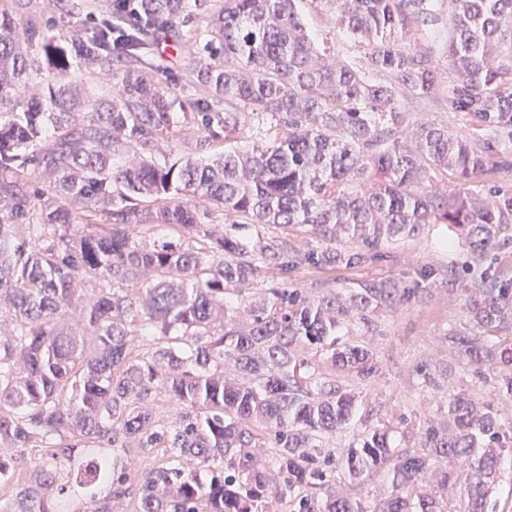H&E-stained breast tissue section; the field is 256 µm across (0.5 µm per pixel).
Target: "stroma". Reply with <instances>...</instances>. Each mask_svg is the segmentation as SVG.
Returning a JSON list of instances; mask_svg holds the SVG:
<instances>
[{
    "label": "stroma",
    "instance_id": "1",
    "mask_svg": "<svg viewBox=\"0 0 512 512\" xmlns=\"http://www.w3.org/2000/svg\"><path fill=\"white\" fill-rule=\"evenodd\" d=\"M440 11L441 23L418 34L414 47L438 62L439 84L444 87L448 84L446 46L451 25L449 7L441 6ZM308 22L319 42L334 47L338 59L358 67L365 65L363 48L345 33L333 29L325 14L310 13ZM151 62L160 81L175 91L183 90L192 63L188 52L161 44L154 49ZM405 108L411 120L445 121L458 135L472 133L468 118L449 112L443 95L406 101ZM455 239L447 225L436 224L429 232L399 240L376 253L349 245V252L359 255L358 262L351 265L321 268L302 263L288 271L289 287L313 295L352 288L369 280H391L412 289L411 298L401 307L378 312L372 320L378 371L363 385L362 392L369 404L380 406L384 418L406 413L419 423L426 415L435 413L440 397L448 391H464L477 398L491 393L489 384L478 380L448 347V328L465 323L463 304L473 286L465 277L453 281L448 278L449 267L463 259ZM421 364L432 369L435 386L424 387L416 371Z\"/></svg>",
    "mask_w": 512,
    "mask_h": 512
}]
</instances>
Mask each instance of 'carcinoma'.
Wrapping results in <instances>:
<instances>
[{"instance_id": "cac0c4a2", "label": "carcinoma", "mask_w": 512, "mask_h": 512, "mask_svg": "<svg viewBox=\"0 0 512 512\" xmlns=\"http://www.w3.org/2000/svg\"><path fill=\"white\" fill-rule=\"evenodd\" d=\"M133 5L139 22L114 46L126 13L113 0H0V106L19 96L0 111V308L14 316L0 333V485L27 449L51 452L8 512H65L53 493L63 460L79 461L75 485L94 512L133 484L136 512H498L512 418L491 400L448 393V420L425 418L412 450L388 425L339 461L330 447L356 396L320 377L310 352L367 382L370 344L338 348L336 336L409 289L366 281L313 296L268 273L350 264L346 239L376 251L448 225L467 256L450 275L474 283L473 329H449L448 346L477 376L493 370L494 397L512 400V336L499 335L512 330V186L497 180L512 168V0H452L448 104L469 117L470 139L409 122L398 99L434 91L435 60L408 40L437 22L435 0ZM77 9L97 22L70 24ZM308 9L365 46L383 79L320 50ZM160 40L193 48L188 100L150 68ZM75 60L120 77L118 91L88 101L65 80ZM188 103L202 111L180 125ZM163 137H188L195 152L161 165ZM450 173L455 198L437 184ZM146 224L165 234L139 237ZM266 224L303 226L321 250L240 235ZM257 279L265 288L249 300ZM74 313L91 341L69 328ZM161 394L175 415L158 411ZM157 448L167 459L143 473L121 461ZM338 468L365 495H343Z\"/></svg>"}]
</instances>
